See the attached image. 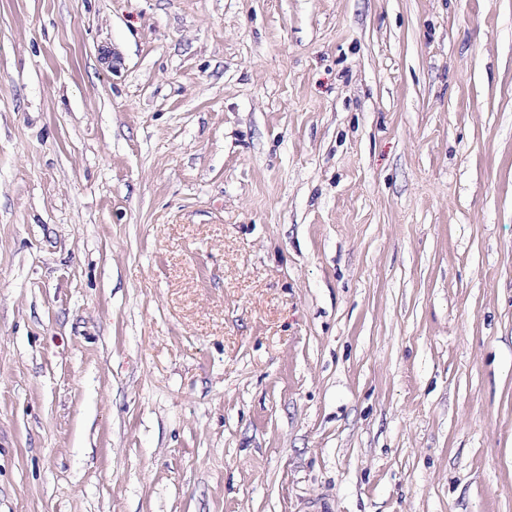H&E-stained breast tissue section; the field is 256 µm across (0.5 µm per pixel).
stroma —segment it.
<instances>
[{
  "label": "stroma",
  "mask_w": 512,
  "mask_h": 512,
  "mask_svg": "<svg viewBox=\"0 0 512 512\" xmlns=\"http://www.w3.org/2000/svg\"><path fill=\"white\" fill-rule=\"evenodd\" d=\"M0 512H512V0H0Z\"/></svg>",
  "instance_id": "stroma-1"
}]
</instances>
